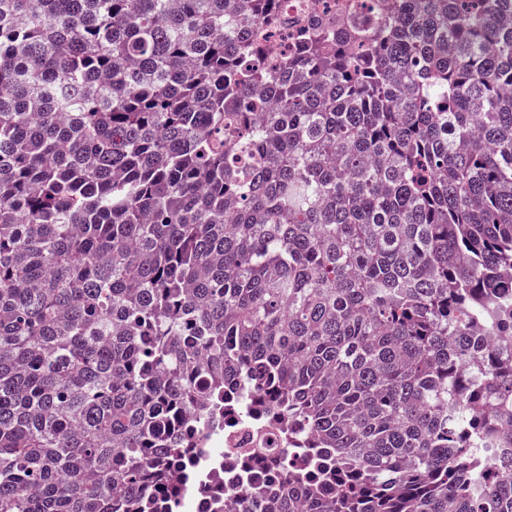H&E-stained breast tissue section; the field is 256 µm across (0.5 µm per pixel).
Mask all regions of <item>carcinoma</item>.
<instances>
[{
    "label": "carcinoma",
    "mask_w": 512,
    "mask_h": 512,
    "mask_svg": "<svg viewBox=\"0 0 512 512\" xmlns=\"http://www.w3.org/2000/svg\"><path fill=\"white\" fill-rule=\"evenodd\" d=\"M0 0V512H512V0ZM348 1L357 0H289L288 15H292L300 4L304 5L305 9L311 13L312 10L316 12L332 11L340 15L342 6ZM213 446L218 448L206 461H189V467L196 473V479L191 492L176 504V510L180 512H219L222 508H216L213 477H224L225 494L239 489L240 494L249 492L250 486H244L239 480L237 461L246 455V451L257 448H270L274 453L287 452L288 436L282 434L281 424L275 416L267 418H255L248 422L237 421L233 424H225L224 431L215 437ZM224 489H221L224 498Z\"/></svg>",
    "instance_id": "1"
}]
</instances>
